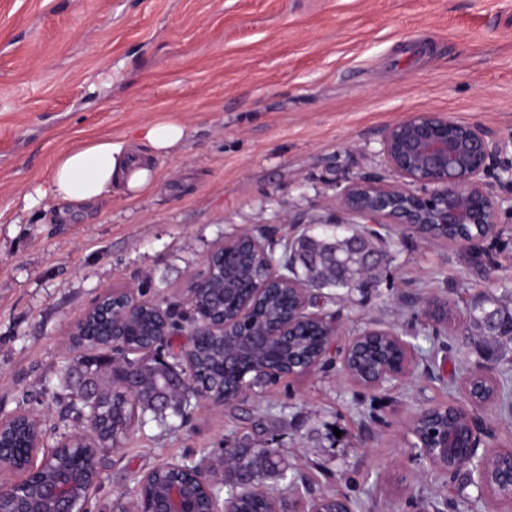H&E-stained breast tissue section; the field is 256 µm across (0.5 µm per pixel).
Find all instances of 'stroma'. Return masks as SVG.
<instances>
[{
    "mask_svg": "<svg viewBox=\"0 0 512 512\" xmlns=\"http://www.w3.org/2000/svg\"><path fill=\"white\" fill-rule=\"evenodd\" d=\"M430 110L512 139V0H0V412L38 397L48 443L64 429L68 338L104 289L176 300L207 255L249 231L275 246L323 224H352L336 194L365 176L395 184L386 128ZM173 116L189 129L158 158L152 191L91 207L24 208L57 157L135 136ZM393 261L374 285L325 302L342 336L393 328L414 376L369 390L331 352L232 405L196 406L188 424L150 422L108 450L87 512L132 498L164 461L204 464L247 444L276 449L264 488L345 496L353 512H507L468 470H434L408 432L420 408L464 400L487 367L477 337L421 314L441 297L465 309L512 290V210L480 254L384 225ZM482 451L512 448V387L478 410Z\"/></svg>",
    "mask_w": 512,
    "mask_h": 512,
    "instance_id": "35a3bbf8",
    "label": "stroma"
}]
</instances>
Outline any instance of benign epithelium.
<instances>
[{
	"instance_id": "1",
	"label": "benign epithelium",
	"mask_w": 512,
	"mask_h": 512,
	"mask_svg": "<svg viewBox=\"0 0 512 512\" xmlns=\"http://www.w3.org/2000/svg\"><path fill=\"white\" fill-rule=\"evenodd\" d=\"M512 141L494 139L477 123H459L437 113L420 111L388 127L382 139V154L388 167L397 175L399 183L385 185L378 179L365 177L337 193L339 208L358 216L365 224H398L419 228L421 224L461 226L482 224L493 233L502 202L497 200L486 182L489 170L497 165V178L512 182V162L505 160ZM251 243V249L241 255L237 251L240 240ZM224 258V281L233 283L231 288L212 287L213 257ZM392 261L386 250L371 253L366 264L369 268L349 283L350 290L362 291L371 287L373 267ZM260 268V274L241 278L240 267ZM283 278L280 264L268 255L266 243L250 233H239L224 239L204 262V268L191 277L179 300L167 299L144 302L133 289L108 288L102 292L91 308L100 309L104 300L120 296L126 312L137 313L151 307L164 323V338L155 343L157 348L167 347V337L182 336L184 343L177 355L179 370L170 378L168 388L156 392L153 400L166 404L181 396L183 387L192 380L194 369L191 353L201 336L224 337V404L238 401L257 389L285 377L312 374L321 369L331 348L336 344L340 324L333 312L319 309L320 290L309 284H294L284 301L285 312L257 324L261 301L270 292L269 285ZM216 293L224 303V313L196 304L202 293ZM124 312V313H126ZM117 311L112 314V344L109 359L112 370L123 379L130 392L140 389L136 376L138 361L144 350L136 349L124 341L127 317ZM311 327L320 336V347L315 355L292 365H284L289 339L300 328ZM372 342L394 344L399 358L389 361L379 356L377 373L369 380L359 378L349 369L354 354L364 351ZM344 371L356 382L376 390L393 388L411 377L416 371L413 348L392 329L370 324L350 337L339 350ZM446 405H433L416 412L409 423V433L415 438L412 447L418 450L429 465L441 472H448V449L455 442L448 437V430L421 435L414 423L434 417ZM468 436L460 460L476 474V485L501 502L512 504V482L508 488L492 487L485 474L487 454L477 453L481 432L473 417H468ZM50 453L43 454L40 464H28L23 469L7 465L0 460V512H25L20 507L24 492L37 478ZM249 457L227 448L214 460L210 470L180 462H162L152 468L157 470H188L207 490L211 498V512H241L243 500L261 497L269 504L267 512H326L324 506L333 501L343 505L340 512H353L349 501L341 496L310 494L301 510L285 509L280 501L268 492L253 487L254 474L248 467ZM151 472L138 481L137 491L131 502L118 501L115 512H193L191 509L193 486L172 484L156 495L146 493ZM231 483L235 492L220 499L217 488ZM44 498L51 501L56 512H74L71 507L70 477L60 474L55 481L42 487Z\"/></svg>"
}]
</instances>
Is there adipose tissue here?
Returning <instances> with one entry per match:
<instances>
[{"label": "adipose tissue", "mask_w": 512, "mask_h": 512, "mask_svg": "<svg viewBox=\"0 0 512 512\" xmlns=\"http://www.w3.org/2000/svg\"><path fill=\"white\" fill-rule=\"evenodd\" d=\"M186 138L183 121L158 119L147 124L140 137L102 138L68 150L56 161L48 180L24 192L22 200L32 208L47 199L83 204L114 193L137 196L153 186L155 159L181 148Z\"/></svg>", "instance_id": "1"}]
</instances>
